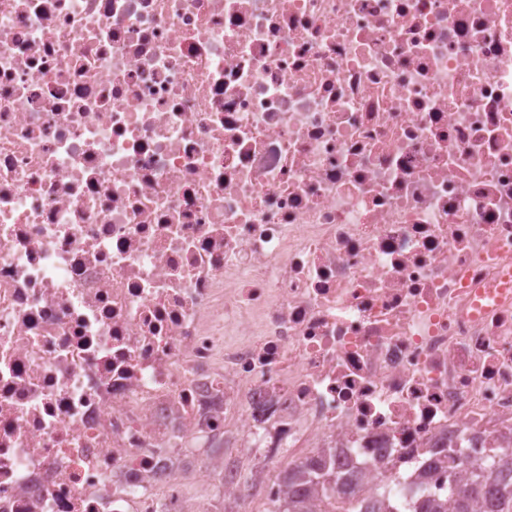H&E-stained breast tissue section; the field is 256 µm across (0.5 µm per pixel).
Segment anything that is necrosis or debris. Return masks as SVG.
<instances>
[{"label":"necrosis or debris","mask_w":512,"mask_h":512,"mask_svg":"<svg viewBox=\"0 0 512 512\" xmlns=\"http://www.w3.org/2000/svg\"><path fill=\"white\" fill-rule=\"evenodd\" d=\"M224 447L512 452V0H0V512H246Z\"/></svg>","instance_id":"1"}]
</instances>
